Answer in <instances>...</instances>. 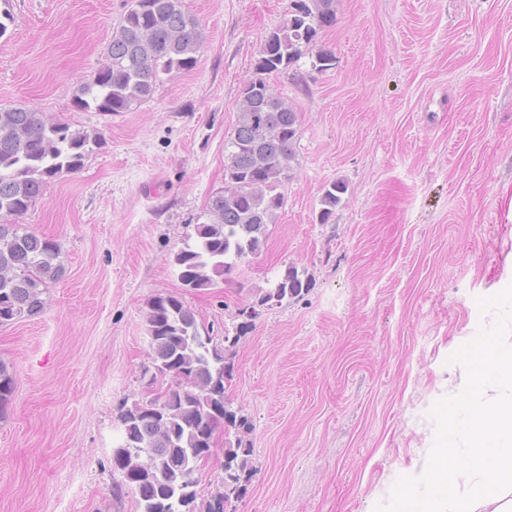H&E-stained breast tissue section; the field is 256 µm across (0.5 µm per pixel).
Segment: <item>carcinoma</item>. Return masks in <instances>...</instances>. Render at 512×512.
Here are the masks:
<instances>
[{"label":"carcinoma","mask_w":512,"mask_h":512,"mask_svg":"<svg viewBox=\"0 0 512 512\" xmlns=\"http://www.w3.org/2000/svg\"><path fill=\"white\" fill-rule=\"evenodd\" d=\"M335 24L336 0H292L288 17L266 36L255 76L240 92L226 146L228 181L210 200L205 221L195 224L193 242L173 257L184 286H213L265 245L268 225L284 203L277 188L288 177L299 138L297 112L273 91L268 76L296 64L311 51L318 30ZM199 50L197 23L182 11L181 0H131L112 33L109 64L79 85L74 103L80 110L127 112L151 98L160 74L192 68ZM99 145L98 135L48 121L25 106L0 109V326L41 313L48 288L65 276L57 242L29 231L19 219L50 180L79 170ZM346 192L341 180L324 188L320 223H328ZM312 288L311 277L288 268L257 305L238 309L240 322L235 332L224 330L222 347L213 344L182 297L157 295L148 302L151 368L157 377L177 380L161 383V397L152 403L122 407V441L112 454L119 476L115 497L135 494L136 512H224L239 497L251 469V422L226 395L231 359L259 307L296 300ZM14 388L13 377L0 366V412ZM221 428L223 490L202 510L194 473L201 453L216 447Z\"/></svg>","instance_id":"carcinoma-1"}]
</instances>
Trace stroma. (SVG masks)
<instances>
[{
	"mask_svg": "<svg viewBox=\"0 0 512 512\" xmlns=\"http://www.w3.org/2000/svg\"><path fill=\"white\" fill-rule=\"evenodd\" d=\"M128 2L0 0V107L102 141L21 219L66 275L40 314L0 326L15 381L0 512H135L112 494V450L122 405L147 397L148 301L182 295L219 340L291 266L313 288L261 306L233 358L253 473L226 512H374L423 471L431 405L465 385L449 358L493 322L477 297L512 283V0H338L314 43L335 67L308 54L268 78L299 116L284 206L262 250L201 291L173 255L224 189L240 90L291 0H181L196 65L129 111L78 109ZM347 192L346 184L341 180H336L327 185L320 198L321 209L318 219L322 224L328 223L333 216L336 206L340 204L342 195Z\"/></svg>",
	"mask_w": 512,
	"mask_h": 512,
	"instance_id": "stroma-1",
	"label": "stroma"
}]
</instances>
